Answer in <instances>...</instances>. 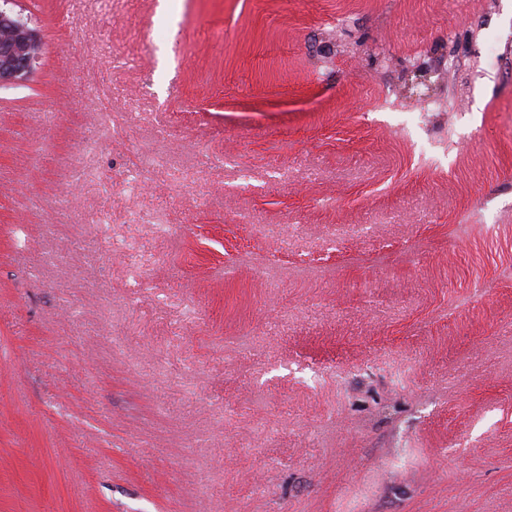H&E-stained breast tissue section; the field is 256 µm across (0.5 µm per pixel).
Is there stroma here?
<instances>
[{"label":"stroma","instance_id":"1","mask_svg":"<svg viewBox=\"0 0 512 512\" xmlns=\"http://www.w3.org/2000/svg\"><path fill=\"white\" fill-rule=\"evenodd\" d=\"M11 9L0 512H512V0ZM41 52L37 31L0 4V85L25 81Z\"/></svg>","mask_w":512,"mask_h":512}]
</instances>
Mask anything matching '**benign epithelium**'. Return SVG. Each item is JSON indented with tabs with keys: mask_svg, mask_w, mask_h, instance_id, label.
Returning <instances> with one entry per match:
<instances>
[{
	"mask_svg": "<svg viewBox=\"0 0 512 512\" xmlns=\"http://www.w3.org/2000/svg\"><path fill=\"white\" fill-rule=\"evenodd\" d=\"M40 52L41 42L30 22L0 7V85L27 80Z\"/></svg>",
	"mask_w": 512,
	"mask_h": 512,
	"instance_id": "7a95c632",
	"label": "benign epithelium"
}]
</instances>
